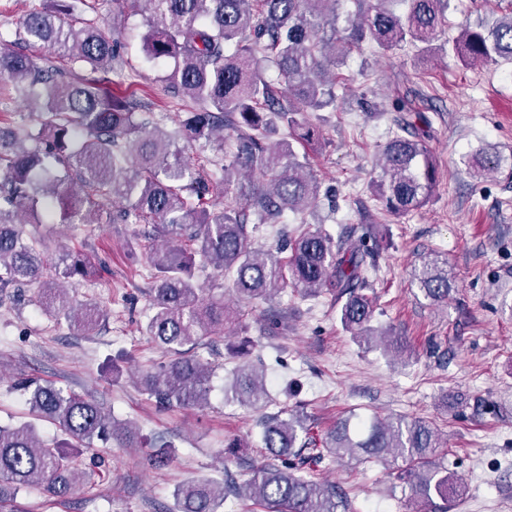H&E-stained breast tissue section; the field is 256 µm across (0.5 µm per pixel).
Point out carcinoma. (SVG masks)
Segmentation results:
<instances>
[{
	"instance_id": "obj_1",
	"label": "carcinoma",
	"mask_w": 512,
	"mask_h": 512,
	"mask_svg": "<svg viewBox=\"0 0 512 512\" xmlns=\"http://www.w3.org/2000/svg\"><path fill=\"white\" fill-rule=\"evenodd\" d=\"M130 3L144 17L143 50L150 62L174 61L163 76L165 95L195 105L162 129L151 106L114 92L103 80L78 78L76 70H107L123 63L117 40L83 18L108 0H29L16 41L47 46L68 60L65 68L42 67L0 38L4 89L38 105L35 129L27 123L0 127V289H38L44 312L88 333L104 316L96 302L75 307L61 288L84 280L93 254L62 251L48 263L38 246L46 236L25 231L20 212L43 224L51 205L60 223H89L83 203L97 207L98 224H144L139 247L151 265V315L144 335L169 354L140 374L143 389L167 406L203 407L213 372L195 349L202 332L221 335L240 312L224 298H207L195 268L227 279L232 293L248 302L270 301L284 289L315 297L334 288L346 297L338 309L344 328L370 344L388 336L397 355L403 344L388 329L372 325L374 306L359 293L375 265L378 240L358 247L320 230H305L274 249L253 246L260 227L292 212L304 215L321 192L296 145L320 139L307 112L336 109L338 69L352 48L364 43L382 52L411 45L420 55L436 54L437 34L448 26L454 0H355L353 14L338 11L340 0H113ZM448 50L465 68L512 63V10L461 27ZM428 119L401 117L379 154L381 174L373 181L376 201L392 215L421 208L437 181L426 144ZM287 134H280V130ZM213 157L190 151L206 146ZM469 170H496L498 156L477 152ZM125 202L109 210L97 202ZM413 284L424 299H448L453 280L448 261L426 256L414 268ZM252 344L230 347L242 358L233 385L242 404L267 403L265 369L247 360ZM29 413L54 422L70 441L52 445L31 423L0 425V504L23 489L44 487L66 496L90 480L79 449L114 442L138 447L133 429L113 420L96 401L34 379L18 383ZM260 444L265 462L243 481L191 479L175 492L177 512H220L229 496L252 500L265 512H346L350 503L333 485L307 475L305 451L317 458L389 462L408 480L417 507L448 503L458 479L436 458L438 431L423 419L372 415L346 417L328 429L316 447L311 423L301 409L264 416Z\"/></svg>"
}]
</instances>
